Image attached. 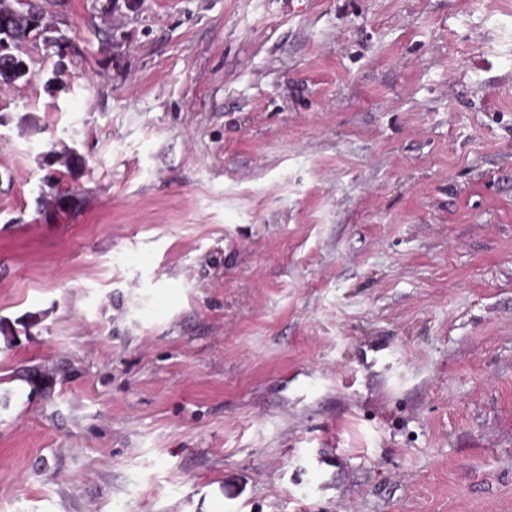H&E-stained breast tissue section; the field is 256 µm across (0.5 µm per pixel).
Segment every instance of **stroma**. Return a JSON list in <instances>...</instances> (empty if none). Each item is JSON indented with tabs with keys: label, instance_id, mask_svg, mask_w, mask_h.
I'll use <instances>...</instances> for the list:
<instances>
[{
	"label": "stroma",
	"instance_id": "obj_1",
	"mask_svg": "<svg viewBox=\"0 0 512 512\" xmlns=\"http://www.w3.org/2000/svg\"><path fill=\"white\" fill-rule=\"evenodd\" d=\"M38 6L0 512H512V0Z\"/></svg>",
	"mask_w": 512,
	"mask_h": 512
}]
</instances>
